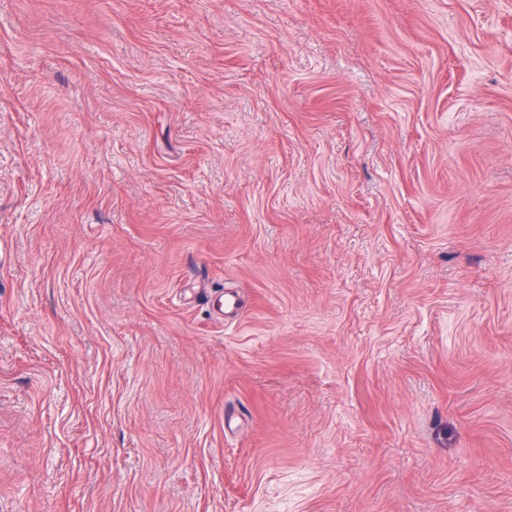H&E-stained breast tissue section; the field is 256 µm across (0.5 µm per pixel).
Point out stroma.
<instances>
[{
	"label": "stroma",
	"instance_id": "1",
	"mask_svg": "<svg viewBox=\"0 0 512 512\" xmlns=\"http://www.w3.org/2000/svg\"><path fill=\"white\" fill-rule=\"evenodd\" d=\"M0 512H512V0H0Z\"/></svg>",
	"mask_w": 512,
	"mask_h": 512
}]
</instances>
